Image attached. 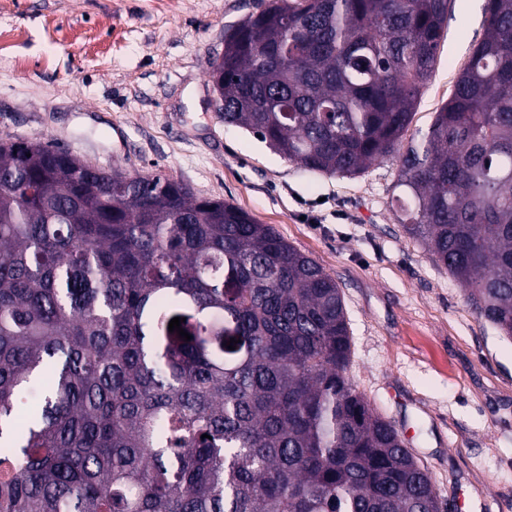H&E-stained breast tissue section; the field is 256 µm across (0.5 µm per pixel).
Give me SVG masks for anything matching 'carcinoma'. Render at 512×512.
Returning <instances> with one entry per match:
<instances>
[{
	"label": "carcinoma",
	"mask_w": 512,
	"mask_h": 512,
	"mask_svg": "<svg viewBox=\"0 0 512 512\" xmlns=\"http://www.w3.org/2000/svg\"><path fill=\"white\" fill-rule=\"evenodd\" d=\"M452 9L267 0L210 76L225 123L307 171L399 156L404 231L512 340V0L403 144ZM351 355L336 281L271 225L0 138V512H440Z\"/></svg>",
	"instance_id": "carcinoma-1"
}]
</instances>
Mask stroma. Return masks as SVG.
Masks as SVG:
<instances>
[{"mask_svg":"<svg viewBox=\"0 0 512 512\" xmlns=\"http://www.w3.org/2000/svg\"><path fill=\"white\" fill-rule=\"evenodd\" d=\"M263 0H0V135L159 174L272 225L336 281L349 377L428 468L442 512H512V341L397 220L398 163L312 173L212 105L224 30ZM486 0H455L408 136L432 123L482 37Z\"/></svg>","mask_w":512,"mask_h":512,"instance_id":"35a3bbf8","label":"stroma"}]
</instances>
